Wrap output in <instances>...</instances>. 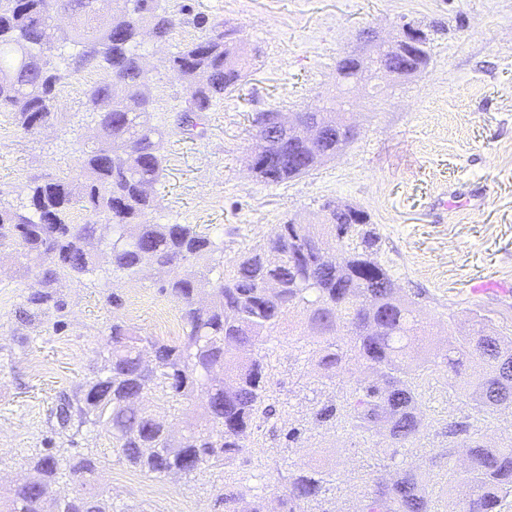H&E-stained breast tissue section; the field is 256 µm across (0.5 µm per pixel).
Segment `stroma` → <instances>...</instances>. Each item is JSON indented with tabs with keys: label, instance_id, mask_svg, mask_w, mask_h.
<instances>
[{
	"label": "stroma",
	"instance_id": "obj_1",
	"mask_svg": "<svg viewBox=\"0 0 512 512\" xmlns=\"http://www.w3.org/2000/svg\"><path fill=\"white\" fill-rule=\"evenodd\" d=\"M188 11L172 42L143 41L153 121L167 132L165 170L157 186L153 221L195 224L224 239V260L294 219L315 223L331 200L361 207L382 238V258L403 293L415 298L437 344L464 331L473 315L512 336V0H182ZM239 31L252 60L247 77L192 129L177 117L188 92L167 59L200 36L199 19ZM428 35L429 63L417 75L354 99L357 134L343 154L310 174L278 185L258 182L246 168L251 119L270 109L303 112L337 94L336 60L354 49L364 30L394 40L401 22ZM88 73H71L54 103L59 122L30 136L0 112V198L19 202L32 177L66 175L94 129L84 106ZM33 284L0 258V484L13 483L35 453L95 455L101 484L129 512H210L224 475L205 470L179 480L129 468L105 438L58 434L49 419L55 394L84 382L105 343L113 317L155 336L157 309L177 303L147 273L67 280L59 293L64 316L24 313ZM121 307H113V296ZM272 379L279 413L274 429L249 437L233 467L238 490L279 512L278 492L292 463L333 473L328 512H355L365 474L418 464L392 453L383 435L363 441L344 431L298 426L313 391L298 382L295 339L271 342ZM457 397L437 396L421 407L422 445L432 468L447 474L462 457L447 459L445 421Z\"/></svg>",
	"mask_w": 512,
	"mask_h": 512
}]
</instances>
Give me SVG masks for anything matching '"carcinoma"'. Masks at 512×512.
Here are the masks:
<instances>
[{"label": "carcinoma", "mask_w": 512, "mask_h": 512, "mask_svg": "<svg viewBox=\"0 0 512 512\" xmlns=\"http://www.w3.org/2000/svg\"><path fill=\"white\" fill-rule=\"evenodd\" d=\"M84 2L0 0V112L12 113L24 133L37 134L58 120L53 102L66 86V70L58 64L64 47H79L70 55L74 70L97 75L84 91L96 144L81 150L69 174L35 176L24 200L0 201V247L12 248L18 270L38 284L26 297V315L63 311L58 283L95 275L106 250L112 271L157 276L161 291L179 306L182 338L166 342L113 320L93 377L56 396L52 415L60 433L94 432L111 441L112 452L129 468L169 479L234 465L247 437L276 412L266 344L294 313L313 336L307 361L318 383L336 385L353 360L367 370L341 396L310 405L305 421L312 426H339L364 440L382 433L392 447L416 455L427 377L446 375L448 389L469 408L463 420H448L445 450L450 458L463 453L466 470L448 473L440 487L425 462L389 478L376 474L357 512H439L438 495L453 499L458 483L469 493L450 512H502L512 499V442L487 445L478 423L512 409V336L475 316L448 348L415 346L426 335L416 301L400 295L381 259L376 228L364 230L346 214L319 224L287 220L220 273L224 243L194 224L148 220L164 171V131L151 122L153 98L139 37L146 30L155 42H169L186 5L112 0V14L104 15ZM66 10L70 29L64 35L56 16ZM168 64L189 94L182 125L235 90L249 66L235 31L218 24L178 47ZM298 116L320 127L321 140L310 146L281 132L258 160V181L280 184L305 176L355 136L334 102ZM100 221L111 226L112 238L96 236ZM268 279L282 284L278 293L267 292ZM204 283L209 302L201 306L196 294ZM146 349L153 359L149 368L141 359ZM181 399L195 403L196 423L176 442L164 428L176 412L159 402ZM28 469L26 484L0 490V512H114L112 497L96 486L95 459L71 458L62 465L52 455H34ZM63 478L76 482V497L66 503L46 493ZM331 482V473L320 468L290 472L278 497L280 512H315ZM213 512L268 510L263 501L224 488Z\"/></svg>", "instance_id": "cac0c4a2"}]
</instances>
